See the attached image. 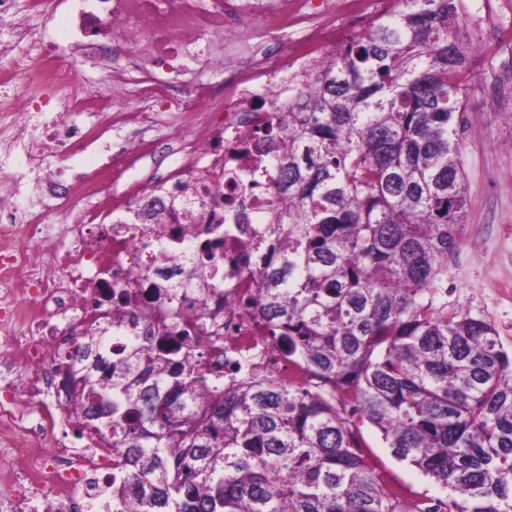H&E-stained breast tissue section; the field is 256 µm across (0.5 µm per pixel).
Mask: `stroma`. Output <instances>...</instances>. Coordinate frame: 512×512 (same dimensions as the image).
Returning a JSON list of instances; mask_svg holds the SVG:
<instances>
[{
	"label": "stroma",
	"instance_id": "35a3bbf8",
	"mask_svg": "<svg viewBox=\"0 0 512 512\" xmlns=\"http://www.w3.org/2000/svg\"><path fill=\"white\" fill-rule=\"evenodd\" d=\"M461 12L457 38L464 47L485 43L512 18V0H471ZM463 144L468 206L460 244L448 263L452 310L489 321L512 352V42L491 46L472 65L464 96ZM363 451L376 474L405 499L443 496L414 467L394 459L380 435L363 427Z\"/></svg>",
	"mask_w": 512,
	"mask_h": 512
}]
</instances>
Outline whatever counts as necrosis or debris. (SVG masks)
I'll list each match as a JSON object with an SVG mask.
<instances>
[{"label": "necrosis or debris", "mask_w": 512, "mask_h": 512, "mask_svg": "<svg viewBox=\"0 0 512 512\" xmlns=\"http://www.w3.org/2000/svg\"><path fill=\"white\" fill-rule=\"evenodd\" d=\"M309 2L57 0L68 18L65 60L45 29L14 22L0 49V512L110 505L119 453L111 438L81 429L84 410L58 373L66 364L82 369L76 338L103 314L114 315L122 336L179 319L224 380H300L256 312L258 246L285 206L271 189L270 158L280 145L258 131L287 109L321 57L326 39ZM256 18L271 47L256 41ZM185 59L224 71L241 108L221 111L210 84L174 80ZM88 64L106 70L110 84L79 76ZM161 124L177 134L169 147L175 173L160 188L104 201L93 173L65 184L43 175L52 158L101 154L116 131L128 139L112 167L129 169L155 152L146 134ZM158 192L165 223H138ZM48 197L63 211V227L51 223ZM188 210L203 213L202 223H185ZM105 213L111 223H100ZM219 230L224 244L207 254L203 246ZM188 265L203 271L204 283L174 289Z\"/></svg>", "instance_id": "necrosis-or-debris-1"}]
</instances>
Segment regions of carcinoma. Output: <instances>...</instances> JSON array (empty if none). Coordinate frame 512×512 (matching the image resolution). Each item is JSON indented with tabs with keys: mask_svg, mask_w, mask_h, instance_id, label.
<instances>
[{
	"mask_svg": "<svg viewBox=\"0 0 512 512\" xmlns=\"http://www.w3.org/2000/svg\"><path fill=\"white\" fill-rule=\"evenodd\" d=\"M396 2L265 129L286 139L271 162L286 239L257 310L305 383L226 384L175 326L80 336L85 427L123 449L115 512H512V356L440 292L468 204L457 0ZM366 425L445 498H400Z\"/></svg>",
	"mask_w": 512,
	"mask_h": 512,
	"instance_id": "cac0c4a2",
	"label": "carcinoma"
}]
</instances>
